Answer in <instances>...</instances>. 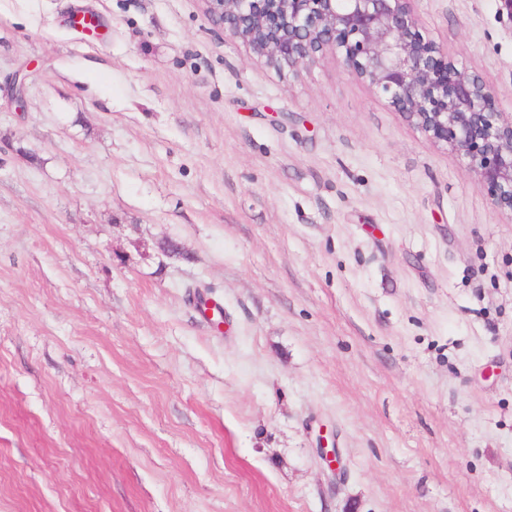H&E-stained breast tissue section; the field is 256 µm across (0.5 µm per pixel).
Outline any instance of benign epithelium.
I'll list each match as a JSON object with an SVG mask.
<instances>
[{"mask_svg": "<svg viewBox=\"0 0 512 512\" xmlns=\"http://www.w3.org/2000/svg\"><path fill=\"white\" fill-rule=\"evenodd\" d=\"M415 0H203L224 34L283 74L330 53L430 141L457 155L512 212V115L491 87L424 34Z\"/></svg>", "mask_w": 512, "mask_h": 512, "instance_id": "1", "label": "benign epithelium"}]
</instances>
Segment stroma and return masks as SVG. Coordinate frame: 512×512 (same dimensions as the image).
<instances>
[{
  "mask_svg": "<svg viewBox=\"0 0 512 512\" xmlns=\"http://www.w3.org/2000/svg\"><path fill=\"white\" fill-rule=\"evenodd\" d=\"M415 6L512 113L497 0ZM0 512H512V214L332 56L0 0Z\"/></svg>",
  "mask_w": 512,
  "mask_h": 512,
  "instance_id": "stroma-1",
  "label": "stroma"
}]
</instances>
